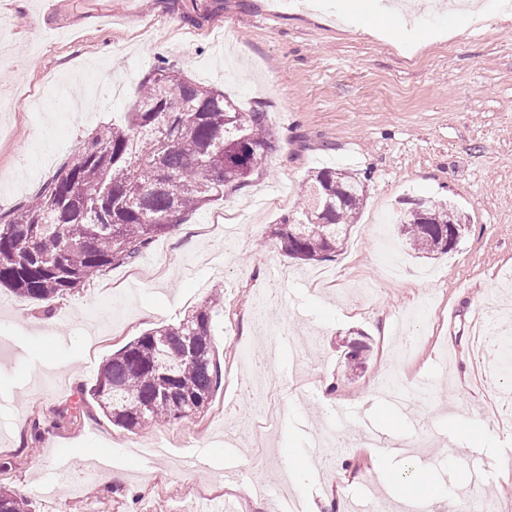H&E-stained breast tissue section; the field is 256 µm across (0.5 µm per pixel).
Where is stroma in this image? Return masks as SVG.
<instances>
[{
	"instance_id": "obj_1",
	"label": "stroma",
	"mask_w": 512,
	"mask_h": 512,
	"mask_svg": "<svg viewBox=\"0 0 512 512\" xmlns=\"http://www.w3.org/2000/svg\"><path fill=\"white\" fill-rule=\"evenodd\" d=\"M348 2L0 0L10 49L0 60V126L10 130L0 138V212L33 198L100 125L120 121L163 60L244 109L262 108L277 138L248 184L79 293L41 303L0 287V486L32 512H182L195 490L233 496L241 512H271L284 493L307 512H345L382 465L385 512H397L409 473L441 503L512 512V428L473 380L471 345L476 312L512 300V10L452 29L443 0H413L402 15L409 37L393 41L360 29ZM322 167L365 178L363 209L343 250L288 258L270 227L297 216L304 181ZM417 197L466 216L450 253L417 259L397 238L400 203ZM217 293L220 380L208 405L134 433L112 425L90 396L101 365ZM261 294L277 321L257 309ZM402 335L414 342L399 359ZM271 336L274 420L241 361L261 360ZM352 342L367 351L350 374ZM387 374L436 393L403 416L373 389ZM362 406L372 430L407 440L408 452L380 459L354 442ZM341 408L348 418H337ZM464 416L478 440H459ZM323 424L342 434L325 476L310 464ZM228 434L244 466L230 482L220 466ZM200 448L214 467L184 469ZM61 456L73 460L67 482L42 491ZM135 485L144 493L130 495Z\"/></svg>"
}]
</instances>
